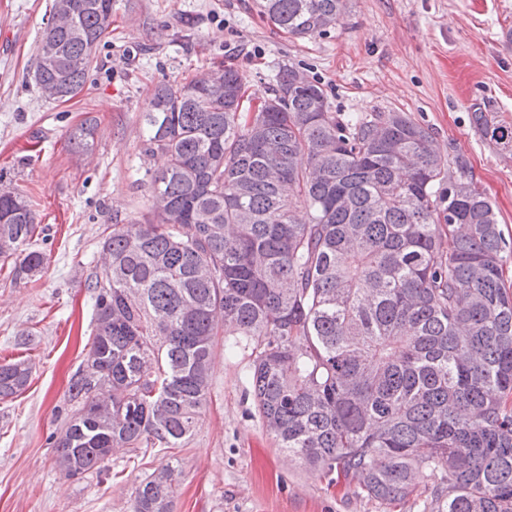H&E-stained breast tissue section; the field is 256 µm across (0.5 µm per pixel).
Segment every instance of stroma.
<instances>
[{
	"instance_id": "35a3bbf8",
	"label": "stroma",
	"mask_w": 512,
	"mask_h": 512,
	"mask_svg": "<svg viewBox=\"0 0 512 512\" xmlns=\"http://www.w3.org/2000/svg\"><path fill=\"white\" fill-rule=\"evenodd\" d=\"M258 0H112L82 92L45 99L33 82L53 0H0V181L30 199L42 273L0 267V363L26 359V389L0 400V512H131L136 488L177 466L173 512H384L357 481L325 478L279 447L258 415L250 349L215 338L206 406L181 447L112 456L100 476L68 480L49 438L79 405L70 382L94 329L88 281L116 224L150 213L139 183L141 114L155 87L235 68L252 103L293 65L321 82L341 112L401 110L429 127L442 157L464 155L512 235V155L477 135L471 106L512 123V0H347L326 35L294 39ZM95 125L90 153L71 131Z\"/></svg>"
}]
</instances>
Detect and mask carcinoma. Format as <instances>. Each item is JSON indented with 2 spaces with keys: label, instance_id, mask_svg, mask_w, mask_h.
Masks as SVG:
<instances>
[{
  "label": "carcinoma",
  "instance_id": "1",
  "mask_svg": "<svg viewBox=\"0 0 512 512\" xmlns=\"http://www.w3.org/2000/svg\"><path fill=\"white\" fill-rule=\"evenodd\" d=\"M345 0H261L293 38L326 34ZM33 81L82 92L112 0H53ZM57 47L47 65L45 44ZM238 74L158 85L142 113L151 216L104 239L90 348L68 391L83 414L50 437L66 478L119 449L177 448L207 403L217 319L253 345L257 411L279 447L389 509L415 476L434 512H512V242L468 160L443 158L405 112H338L320 82L280 69L262 106ZM474 128L512 152V125L480 104ZM29 200L0 182V260L32 278L44 257ZM0 364V400L24 391ZM175 467L132 512H172Z\"/></svg>",
  "mask_w": 512,
  "mask_h": 512
}]
</instances>
